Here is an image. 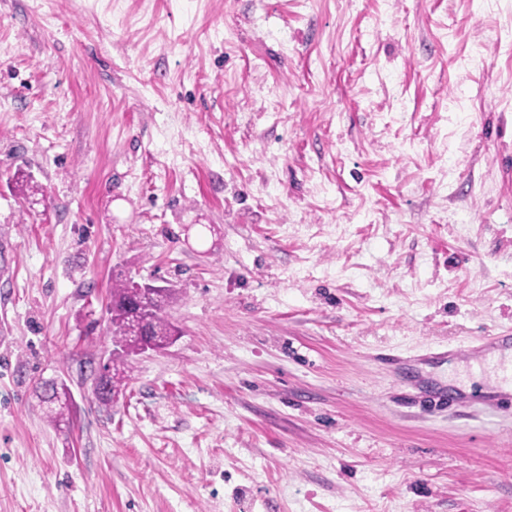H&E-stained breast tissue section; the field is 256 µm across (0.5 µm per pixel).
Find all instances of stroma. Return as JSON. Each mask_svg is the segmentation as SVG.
Masks as SVG:
<instances>
[{
	"label": "stroma",
	"mask_w": 512,
	"mask_h": 512,
	"mask_svg": "<svg viewBox=\"0 0 512 512\" xmlns=\"http://www.w3.org/2000/svg\"><path fill=\"white\" fill-rule=\"evenodd\" d=\"M501 330L512 0H0V512H512ZM128 279L118 281L112 288L110 305L112 339L120 345L114 352L111 364H104L99 372L105 371L107 365L106 381L103 390H94L97 399L107 405L112 403L114 395L120 391V384L125 379L127 371L124 360L130 354L140 353L145 347L154 349L164 348L163 341L170 339L176 333L175 328L163 316L162 301L153 303L154 311L151 317V336H140V327L136 315L126 307V298L129 292ZM117 362H120L118 364Z\"/></svg>",
	"instance_id": "stroma-1"
}]
</instances>
